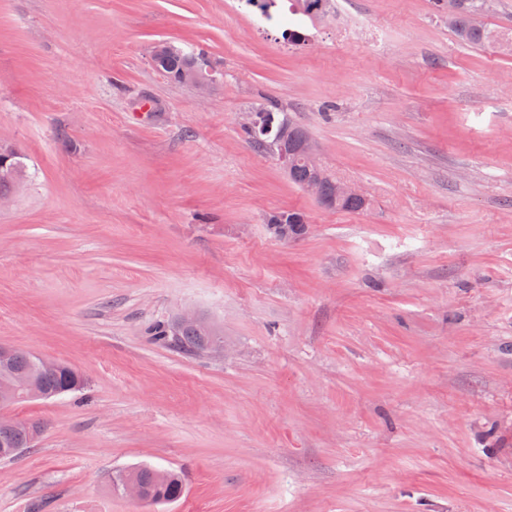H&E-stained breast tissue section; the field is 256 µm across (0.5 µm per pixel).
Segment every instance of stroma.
I'll use <instances>...</instances> for the list:
<instances>
[{"label":"stroma","instance_id":"obj_1","mask_svg":"<svg viewBox=\"0 0 512 512\" xmlns=\"http://www.w3.org/2000/svg\"><path fill=\"white\" fill-rule=\"evenodd\" d=\"M481 20L472 48L432 0H0V343L86 381L8 408L45 429L0 512H512V0ZM162 40L217 63L208 91ZM261 104L369 208L251 146ZM187 311L223 355L151 342ZM142 465L182 497L112 489ZM175 48L176 46L170 42H159L152 49V59L156 60L159 57L174 51ZM192 61V66L188 69L191 64L190 57L176 52L158 59L156 66L170 78L174 80L177 78L180 83L187 84L198 92L204 93L215 77L213 62L207 56H199L194 58ZM266 224L276 236L288 239L301 232V224H305V216L295 211H274L267 215Z\"/></svg>","mask_w":512,"mask_h":512}]
</instances>
